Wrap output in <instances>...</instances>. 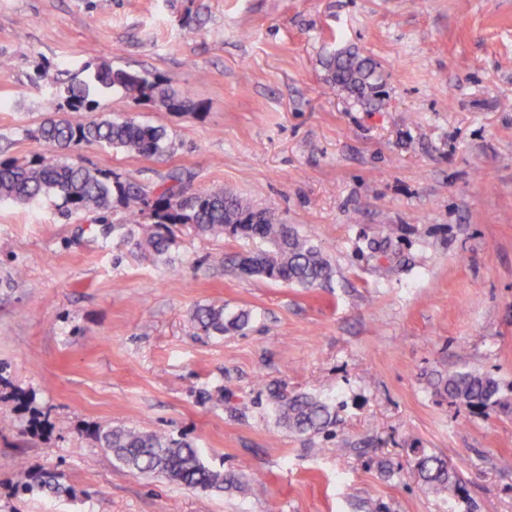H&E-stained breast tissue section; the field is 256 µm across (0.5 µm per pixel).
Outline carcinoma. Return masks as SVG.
<instances>
[{"label":"carcinoma","mask_w":512,"mask_h":512,"mask_svg":"<svg viewBox=\"0 0 512 512\" xmlns=\"http://www.w3.org/2000/svg\"><path fill=\"white\" fill-rule=\"evenodd\" d=\"M86 78L45 67L39 79L52 89L50 103L59 118H51L35 131L37 139L58 149L76 150L90 142L122 149L131 154L151 156L170 152L172 142L166 130L133 117L79 121L69 113L93 112L102 107L98 97L106 90L120 87L136 100L152 103L167 112H192L194 104L187 93L172 82L147 73L114 69L101 62ZM328 83L356 97L367 108L379 103L377 94L382 75L374 61L352 49L334 51L326 56ZM182 173L172 172L168 180L147 192L129 179L102 170H94L67 161L12 160L0 163V201L28 204L43 198L59 197L66 213H97L100 224L111 221L122 229L148 220L153 230L141 247L157 258L166 256L185 225L194 227L203 237L224 236L258 239L265 250L235 259L237 269L248 277L314 288L328 281L332 266L318 246L299 236L291 225L283 223L268 208L223 192L203 189L185 198L181 192ZM190 320L204 334L222 336L244 329L250 313H227L224 307L198 305ZM433 393L468 409L512 413V401L501 394L499 382L492 376L466 368L438 372L430 380ZM277 422L289 431L311 437L336 435V408L307 394L277 395ZM95 444L107 449L112 459L133 475L160 477L190 489L245 492V486L233 473L213 470L204 465L194 445L160 431L101 424L89 430ZM413 468L423 486L435 493L461 489L459 473L436 454L416 449ZM17 489L30 495L61 496L70 492L59 475L37 470L25 472L14 481Z\"/></svg>","instance_id":"carcinoma-1"}]
</instances>
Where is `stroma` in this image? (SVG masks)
Segmentation results:
<instances>
[{
  "instance_id": "35a3bbf8",
  "label": "stroma",
  "mask_w": 512,
  "mask_h": 512,
  "mask_svg": "<svg viewBox=\"0 0 512 512\" xmlns=\"http://www.w3.org/2000/svg\"><path fill=\"white\" fill-rule=\"evenodd\" d=\"M351 47L383 75L380 109L325 93ZM147 72L195 112L110 91L100 113L164 127L174 149L86 144L69 158L145 189L224 190L276 211L334 273L315 288L242 276L255 242L178 234L170 262L133 234L0 202V512H512V415L433 395L467 367L512 399V0H0V161L59 159L34 132L50 65ZM200 304L249 311L208 336ZM335 403L336 435L279 426L271 390ZM25 392L48 424L25 431ZM186 438L248 496L130 474L86 438L98 424ZM416 448L462 490L429 493ZM60 473L71 495L16 493Z\"/></svg>"
}]
</instances>
